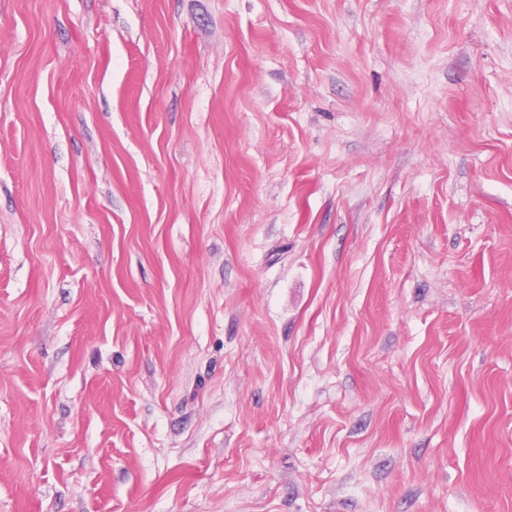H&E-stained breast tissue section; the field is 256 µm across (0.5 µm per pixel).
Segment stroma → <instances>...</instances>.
<instances>
[{"label": "stroma", "instance_id": "35a3bbf8", "mask_svg": "<svg viewBox=\"0 0 512 512\" xmlns=\"http://www.w3.org/2000/svg\"><path fill=\"white\" fill-rule=\"evenodd\" d=\"M0 512H512V0H0Z\"/></svg>", "mask_w": 512, "mask_h": 512}]
</instances>
